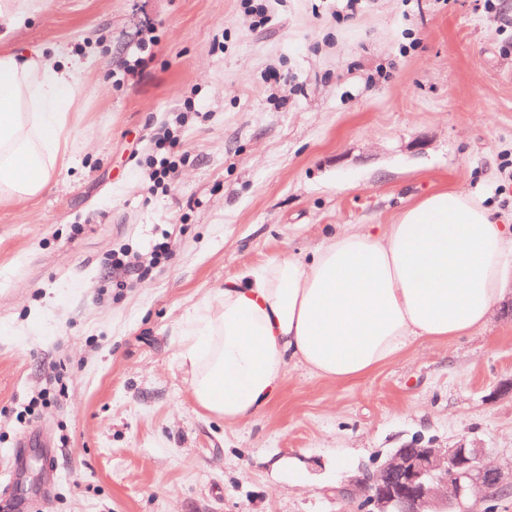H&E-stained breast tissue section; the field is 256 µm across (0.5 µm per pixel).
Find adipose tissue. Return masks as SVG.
I'll list each match as a JSON object with an SVG mask.
<instances>
[{"label":"adipose tissue","mask_w":512,"mask_h":512,"mask_svg":"<svg viewBox=\"0 0 512 512\" xmlns=\"http://www.w3.org/2000/svg\"><path fill=\"white\" fill-rule=\"evenodd\" d=\"M80 65L0 52V202L47 187ZM510 253L512 225L462 190L425 196L393 224L336 231L308 259L228 280L186 317L179 357L191 396L235 425L266 407L289 366L349 381L415 340L466 335L492 314Z\"/></svg>","instance_id":"adipose-tissue-1"}]
</instances>
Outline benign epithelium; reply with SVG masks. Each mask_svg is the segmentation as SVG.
<instances>
[{"label":"benign epithelium","mask_w":512,"mask_h":512,"mask_svg":"<svg viewBox=\"0 0 512 512\" xmlns=\"http://www.w3.org/2000/svg\"><path fill=\"white\" fill-rule=\"evenodd\" d=\"M358 512H457L474 490L490 501L512 488V475L487 461V450L419 441L397 448L354 481Z\"/></svg>","instance_id":"benign-epithelium-1"}]
</instances>
